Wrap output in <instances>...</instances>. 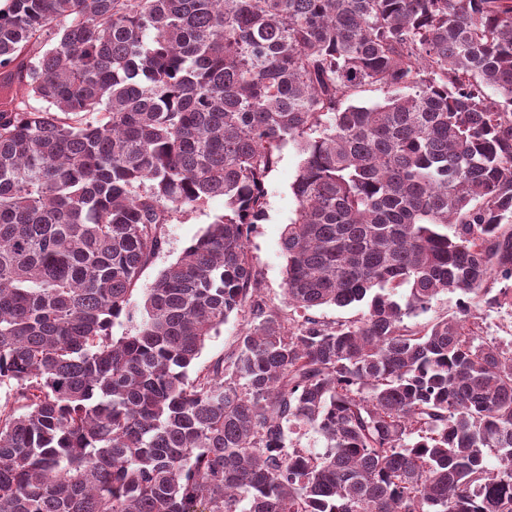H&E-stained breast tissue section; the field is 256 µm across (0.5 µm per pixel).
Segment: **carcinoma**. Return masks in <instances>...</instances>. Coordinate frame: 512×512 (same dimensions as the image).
I'll list each match as a JSON object with an SVG mask.
<instances>
[{"instance_id": "cac0c4a2", "label": "carcinoma", "mask_w": 512, "mask_h": 512, "mask_svg": "<svg viewBox=\"0 0 512 512\" xmlns=\"http://www.w3.org/2000/svg\"><path fill=\"white\" fill-rule=\"evenodd\" d=\"M289 146L290 315L247 248ZM503 281L512 0L0 8V512H512V340L466 325ZM223 211L224 199L215 198L210 200L204 208L187 209L179 213L172 224H165L163 247L145 268L141 284L151 283L161 270L177 259L191 239L206 228L212 216ZM458 295L454 293L440 294L438 299L433 302L432 308L425 313H421L418 317L408 320L409 324L426 325L434 321L439 316L446 315L456 311ZM245 329L243 317L231 316L229 320L219 329L216 335L211 336L197 359L190 375L193 376L197 370L203 369L217 359L224 356V353L233 347L238 336Z\"/></svg>"}]
</instances>
